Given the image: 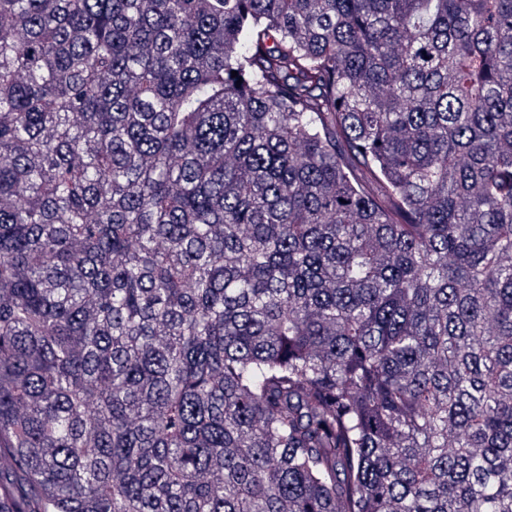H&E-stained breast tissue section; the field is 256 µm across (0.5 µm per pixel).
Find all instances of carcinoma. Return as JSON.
<instances>
[{
    "instance_id": "obj_1",
    "label": "carcinoma",
    "mask_w": 512,
    "mask_h": 512,
    "mask_svg": "<svg viewBox=\"0 0 512 512\" xmlns=\"http://www.w3.org/2000/svg\"><path fill=\"white\" fill-rule=\"evenodd\" d=\"M2 439L0 512H512V0H0Z\"/></svg>"
}]
</instances>
